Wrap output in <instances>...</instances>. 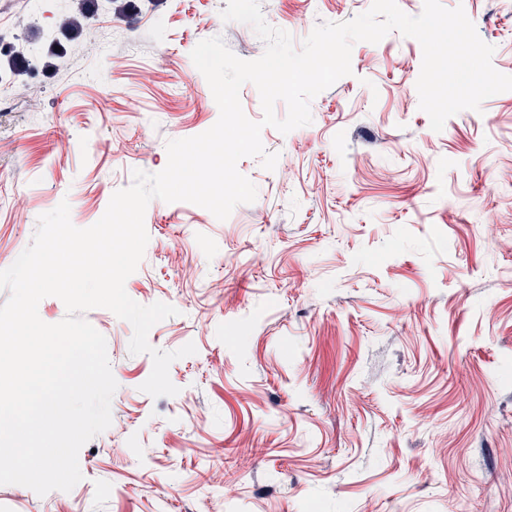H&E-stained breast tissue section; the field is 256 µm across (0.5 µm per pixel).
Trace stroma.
<instances>
[{
	"instance_id": "1",
	"label": "stroma",
	"mask_w": 512,
	"mask_h": 512,
	"mask_svg": "<svg viewBox=\"0 0 512 512\" xmlns=\"http://www.w3.org/2000/svg\"><path fill=\"white\" fill-rule=\"evenodd\" d=\"M463 7L512 75V0ZM372 0H261L302 45ZM226 0H77L34 85L38 106H0V269L61 201L74 226L105 213L133 170L219 109L190 53L221 37L258 59ZM94 18L101 45L81 28ZM420 43H355L350 75L311 102L312 122L263 128L275 170L239 160L257 188L226 220L152 200L125 282L178 313L148 335L174 361L177 395L140 386L149 355L105 308L112 424L79 452L82 480L37 495L0 485V512H512V91L433 131L419 108ZM29 197L16 212L15 193Z\"/></svg>"
}]
</instances>
